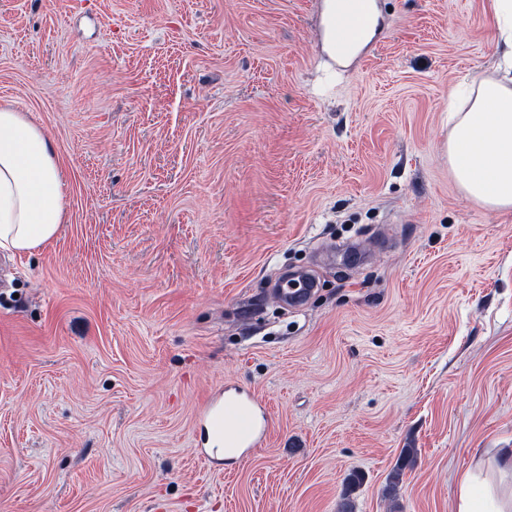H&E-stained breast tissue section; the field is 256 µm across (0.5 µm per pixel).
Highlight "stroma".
Wrapping results in <instances>:
<instances>
[{"instance_id": "stroma-1", "label": "stroma", "mask_w": 512, "mask_h": 512, "mask_svg": "<svg viewBox=\"0 0 512 512\" xmlns=\"http://www.w3.org/2000/svg\"><path fill=\"white\" fill-rule=\"evenodd\" d=\"M379 5L332 80L321 0H0V105L65 176L55 239L0 251V512H456L512 448V210L447 152L492 0ZM230 392L272 429L199 459ZM304 280L294 281L293 285L283 283L276 292V298L284 302H296L308 295L313 288V282L307 277L300 276Z\"/></svg>"}]
</instances>
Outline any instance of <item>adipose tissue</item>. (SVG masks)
Masks as SVG:
<instances>
[{
  "instance_id": "ef3b65f1",
  "label": "adipose tissue",
  "mask_w": 512,
  "mask_h": 512,
  "mask_svg": "<svg viewBox=\"0 0 512 512\" xmlns=\"http://www.w3.org/2000/svg\"><path fill=\"white\" fill-rule=\"evenodd\" d=\"M507 67L477 72L450 94L448 162L462 192L491 210L512 208V0H493ZM64 174L47 133L0 107V249L32 253L64 218ZM457 512H512V448L478 456L458 482Z\"/></svg>"
}]
</instances>
